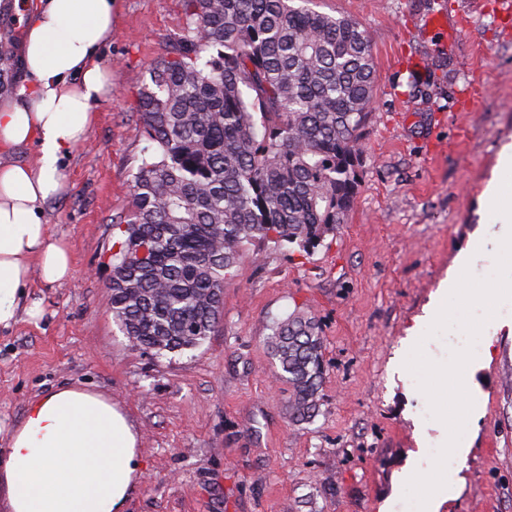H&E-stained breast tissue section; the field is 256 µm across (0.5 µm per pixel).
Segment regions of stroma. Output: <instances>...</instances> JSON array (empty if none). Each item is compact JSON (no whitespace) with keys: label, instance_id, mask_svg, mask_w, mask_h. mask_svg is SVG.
Instances as JSON below:
<instances>
[{"label":"stroma","instance_id":"stroma-1","mask_svg":"<svg viewBox=\"0 0 512 512\" xmlns=\"http://www.w3.org/2000/svg\"><path fill=\"white\" fill-rule=\"evenodd\" d=\"M359 21L372 43L374 98L358 189L321 246L240 252L223 315L198 348L158 359L120 331L106 300L113 217L153 147L136 108L151 62L183 26L182 0H118L101 62L114 93L65 158L51 233L74 275L32 281L43 315L0 329V448L27 401L71 385L125 410L143 471L131 512H416L397 477L427 473L448 438L418 380L399 366L458 272L493 274L495 228L479 198L512 143V0H310ZM444 20V31L430 26ZM417 71L428 98L405 95ZM320 326L325 371L312 418L289 414L270 326L293 310ZM464 381L480 395L465 459L453 460L439 512H512V300L475 343Z\"/></svg>","mask_w":512,"mask_h":512}]
</instances>
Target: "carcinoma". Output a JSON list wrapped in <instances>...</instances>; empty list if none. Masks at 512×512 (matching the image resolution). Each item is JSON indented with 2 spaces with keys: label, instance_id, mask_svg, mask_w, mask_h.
<instances>
[{
  "label": "carcinoma",
  "instance_id": "obj_1",
  "mask_svg": "<svg viewBox=\"0 0 512 512\" xmlns=\"http://www.w3.org/2000/svg\"><path fill=\"white\" fill-rule=\"evenodd\" d=\"M177 44L137 97L155 153L112 224L109 304L122 332L162 357L203 344L220 320L239 250L258 241L317 246L344 223L370 115L375 69L361 24L295 0H183ZM270 346L311 417L321 337L299 311Z\"/></svg>",
  "mask_w": 512,
  "mask_h": 512
}]
</instances>
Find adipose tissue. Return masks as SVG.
<instances>
[{
  "label": "adipose tissue",
  "mask_w": 512,
  "mask_h": 512,
  "mask_svg": "<svg viewBox=\"0 0 512 512\" xmlns=\"http://www.w3.org/2000/svg\"><path fill=\"white\" fill-rule=\"evenodd\" d=\"M114 0H16L23 81L0 102V327L19 312L32 280H69L68 242L43 220L67 190L61 164L88 137L93 103L112 92L99 63L112 40ZM23 147L33 162L12 159ZM141 477L137 432L101 395L60 386L31 399L0 449V494L7 512H128Z\"/></svg>",
  "instance_id": "adipose-tissue-1"
}]
</instances>
